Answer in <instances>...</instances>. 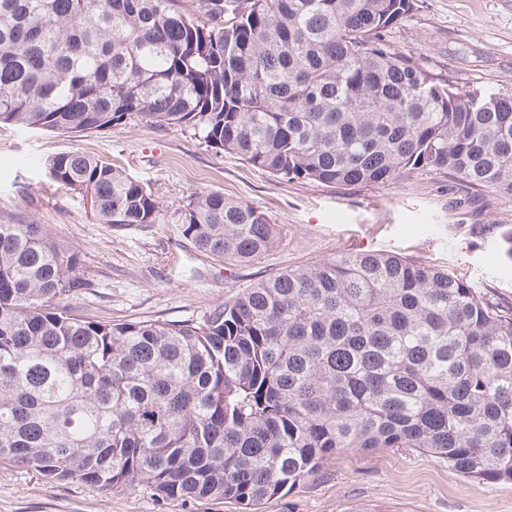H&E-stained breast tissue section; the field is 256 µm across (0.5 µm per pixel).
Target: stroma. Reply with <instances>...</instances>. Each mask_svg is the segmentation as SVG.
I'll use <instances>...</instances> for the list:
<instances>
[{"mask_svg":"<svg viewBox=\"0 0 512 512\" xmlns=\"http://www.w3.org/2000/svg\"><path fill=\"white\" fill-rule=\"evenodd\" d=\"M389 40L395 51L458 86L512 92V0H419ZM63 152L107 159L148 184L166 206L162 223L145 231L97 223L86 199L47 175L46 160ZM202 190L266 212L282 227V243L237 266L197 251L182 237L178 217ZM0 213L43 224L53 239L78 251L89 285L65 305L94 321L197 319L258 280L340 251L396 252L466 275L500 308L512 307V260L500 238L512 229V202L434 171L338 188L271 177L179 129L135 120L80 137L1 124ZM0 512L242 509L229 500H164L143 486L106 493L0 463ZM259 512H512V483L462 477L411 449L343 450Z\"/></svg>","mask_w":512,"mask_h":512,"instance_id":"obj_1","label":"stroma"}]
</instances>
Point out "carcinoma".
Instances as JSON below:
<instances>
[{
	"label": "carcinoma",
	"mask_w": 512,
	"mask_h": 512,
	"mask_svg": "<svg viewBox=\"0 0 512 512\" xmlns=\"http://www.w3.org/2000/svg\"><path fill=\"white\" fill-rule=\"evenodd\" d=\"M417 0H0V124L74 137L138 119L284 181L415 170L512 199V93L462 89L391 48ZM49 178L100 224L161 222L125 170L63 152ZM181 234L231 264L282 242L270 216L192 196ZM81 257L0 216V462L104 492L257 506L338 450L409 448L512 482V311L469 277L343 251L198 321H84Z\"/></svg>",
	"instance_id": "carcinoma-1"
}]
</instances>
